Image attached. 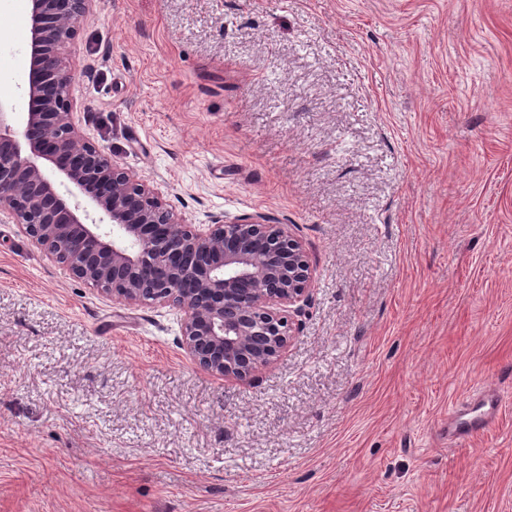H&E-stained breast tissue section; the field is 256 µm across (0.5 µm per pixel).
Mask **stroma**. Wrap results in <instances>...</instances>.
<instances>
[{
  "label": "stroma",
  "instance_id": "1",
  "mask_svg": "<svg viewBox=\"0 0 512 512\" xmlns=\"http://www.w3.org/2000/svg\"><path fill=\"white\" fill-rule=\"evenodd\" d=\"M66 52L86 137L187 223L294 225L312 297L224 381L1 218L0 512H512V0H96ZM476 408L475 411H473ZM501 410V402L492 395L478 396L468 406H455L448 412V440L463 441L474 433L493 425ZM473 411V412H472ZM469 413L473 416L463 419Z\"/></svg>",
  "mask_w": 512,
  "mask_h": 512
}]
</instances>
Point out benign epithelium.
Here are the masks:
<instances>
[{
	"label": "benign epithelium",
	"mask_w": 512,
	"mask_h": 512,
	"mask_svg": "<svg viewBox=\"0 0 512 512\" xmlns=\"http://www.w3.org/2000/svg\"><path fill=\"white\" fill-rule=\"evenodd\" d=\"M95 0H31L30 106L0 100V213L77 278L127 305L183 312L182 346L208 374L245 381L286 350L313 264L288 224H187L159 187L112 162L74 120L62 56Z\"/></svg>",
	"instance_id": "1"
}]
</instances>
